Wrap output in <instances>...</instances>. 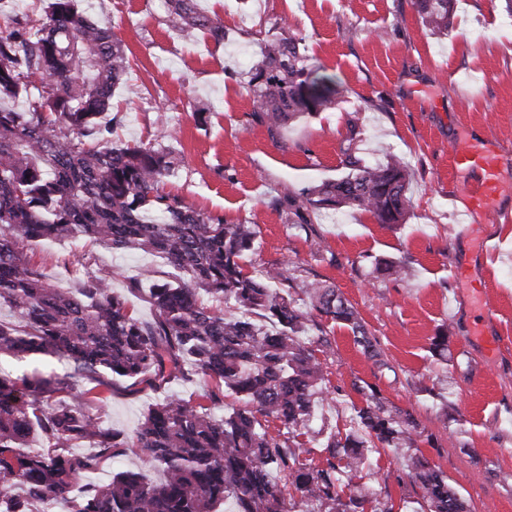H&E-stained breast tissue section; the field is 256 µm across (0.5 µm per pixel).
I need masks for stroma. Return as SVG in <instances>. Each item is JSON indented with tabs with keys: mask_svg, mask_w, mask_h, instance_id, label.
<instances>
[{
	"mask_svg": "<svg viewBox=\"0 0 512 512\" xmlns=\"http://www.w3.org/2000/svg\"><path fill=\"white\" fill-rule=\"evenodd\" d=\"M414 0H198L224 20V41L171 29L164 0H82L122 41L132 70L113 98L122 122L117 140L148 143L168 135L181 160L164 190L195 210L229 224L255 225L249 269L286 264L293 296L311 281L334 286L375 336L389 370L379 371L353 343L351 331L329 323L325 355L335 398L317 414L339 431L364 406L352 388L378 386L393 405L411 411L426 439L422 454L448 475L472 512H512V223L479 215L469 223L490 236L492 251L475 254L465 228L448 207V193L464 181L450 158L464 134H486L512 159V19L504 0H455L448 34L421 23ZM300 31L308 53L339 84L331 110L292 122L279 139L253 122L246 72L280 19ZM204 120H197V113ZM355 138L369 163L395 154L408 165L412 208L405 223L380 224L351 208L315 210L302 228L288 225L287 195L340 176L341 150ZM43 274L67 288L83 252L112 268L115 294L148 321L154 308L129 280L159 268L149 253H120L86 239L32 245ZM404 263L405 281L381 273ZM469 267L497 313L489 353L473 336L476 300L470 283L451 268ZM448 327V359L430 339ZM159 398L146 385L119 382L99 411L106 427L134 434ZM448 402L440 413L436 402Z\"/></svg>",
	"mask_w": 512,
	"mask_h": 512,
	"instance_id": "1",
	"label": "stroma"
}]
</instances>
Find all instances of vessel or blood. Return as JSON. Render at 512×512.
I'll use <instances>...</instances> for the list:
<instances>
[{
    "label": "vessel or blood",
    "mask_w": 512,
    "mask_h": 512,
    "mask_svg": "<svg viewBox=\"0 0 512 512\" xmlns=\"http://www.w3.org/2000/svg\"><path fill=\"white\" fill-rule=\"evenodd\" d=\"M455 167L475 174L476 180L467 184L462 192L467 213H480L496 221L510 222L512 215L500 212L498 201L504 193L501 171L506 159L487 137H468L465 143L451 148Z\"/></svg>",
    "instance_id": "obj_1"
}]
</instances>
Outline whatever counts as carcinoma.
Instances as JSON below:
<instances>
[{
	"mask_svg": "<svg viewBox=\"0 0 512 512\" xmlns=\"http://www.w3.org/2000/svg\"><path fill=\"white\" fill-rule=\"evenodd\" d=\"M37 16L13 17L0 0V356L33 354L73 363L62 377L0 370V512H395L387 490L364 482L381 452L403 460L423 504L404 512H471L467 501L419 450L423 431L412 413L380 389L352 382L365 397L345 433L316 421L329 397L331 347L325 322L347 326L354 344L381 370L379 342L336 289L310 283L307 307L278 287L282 267L245 271L254 224H226L160 192L179 159L157 143L112 139L121 117L112 97L127 80L128 58L112 30L78 0H40ZM170 26L188 36L224 41V21L197 0H167ZM433 33L449 29L453 0H414ZM252 113L273 138L291 122L336 105V78L290 30L262 42L247 71ZM24 97L28 109L6 105ZM342 173L303 191L314 210L355 208L380 224H401L410 211L407 165L370 164L350 138ZM87 238L115 252L142 251L176 277L152 288L155 316L139 319L112 293V272L93 255L77 260L81 286L48 280L29 254L41 239ZM209 295L224 304L213 309ZM448 329L431 338L448 351ZM203 375L212 402L228 392L239 402L220 417L200 403L168 395L134 437L109 430L85 407L102 404L119 380L165 390ZM88 379L82 387L75 378ZM280 423L269 431V420ZM307 435L308 443L299 441ZM35 435L45 448L29 447ZM87 442L89 451L76 445ZM312 447H307V444ZM127 448H139L163 478L123 470L105 484H82Z\"/></svg>",
	"mask_w": 512,
	"mask_h": 512,
	"instance_id": "1",
	"label": "carcinoma"
}]
</instances>
